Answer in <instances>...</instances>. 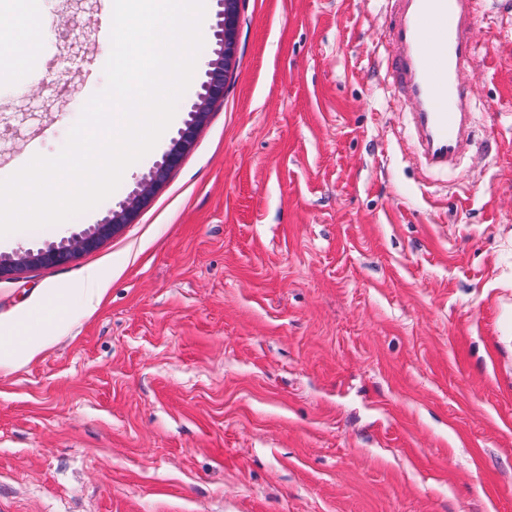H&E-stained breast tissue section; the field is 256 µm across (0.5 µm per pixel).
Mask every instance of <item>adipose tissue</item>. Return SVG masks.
Listing matches in <instances>:
<instances>
[{"instance_id":"ef3b65f1","label":"adipose tissue","mask_w":512,"mask_h":512,"mask_svg":"<svg viewBox=\"0 0 512 512\" xmlns=\"http://www.w3.org/2000/svg\"><path fill=\"white\" fill-rule=\"evenodd\" d=\"M46 36L47 26L39 12H0V71L16 85L27 86L28 65ZM99 294L100 278L93 272L73 291L46 289L40 303L17 318L8 330L0 331V371L11 370L44 347L47 338L38 329L40 323L63 320L70 307L91 306Z\"/></svg>"}]
</instances>
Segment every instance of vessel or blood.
Instances as JSON below:
<instances>
[{
    "instance_id": "1",
    "label": "vessel or blood",
    "mask_w": 512,
    "mask_h": 512,
    "mask_svg": "<svg viewBox=\"0 0 512 512\" xmlns=\"http://www.w3.org/2000/svg\"><path fill=\"white\" fill-rule=\"evenodd\" d=\"M389 39L396 47L392 87L411 102L417 147L425 165L448 169L463 150L472 93L464 81L474 69L486 0H385Z\"/></svg>"
}]
</instances>
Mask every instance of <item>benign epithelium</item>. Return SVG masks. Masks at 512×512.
I'll return each mask as SVG.
<instances>
[{
  "instance_id": "benign-epithelium-1",
  "label": "benign epithelium",
  "mask_w": 512,
  "mask_h": 512,
  "mask_svg": "<svg viewBox=\"0 0 512 512\" xmlns=\"http://www.w3.org/2000/svg\"><path fill=\"white\" fill-rule=\"evenodd\" d=\"M218 4L219 21L214 30L218 46L216 58L207 63L204 80L189 111V119L178 131L177 137L171 140L162 161L150 169L128 198L119 205V209L112 211L103 223L58 245L35 252L27 250L12 256L1 255L0 278L34 266L65 265L80 254L98 248L108 237L134 223L139 212L164 188L170 171L195 148L198 132L211 105L224 99L228 74L236 65L240 0H218Z\"/></svg>"
}]
</instances>
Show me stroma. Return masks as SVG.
<instances>
[{
	"label": "stroma",
	"instance_id": "1",
	"mask_svg": "<svg viewBox=\"0 0 512 512\" xmlns=\"http://www.w3.org/2000/svg\"><path fill=\"white\" fill-rule=\"evenodd\" d=\"M98 0H38L28 86L0 81V179L54 156L106 85ZM383 0H242L237 62L135 224L0 279V322L101 276L0 372V512H512V0H488L475 139L414 158ZM70 59L59 73L60 55ZM0 255L101 223L161 162Z\"/></svg>",
	"mask_w": 512,
	"mask_h": 512
}]
</instances>
